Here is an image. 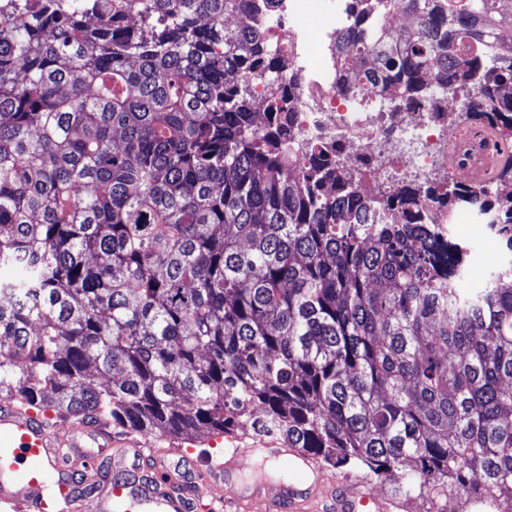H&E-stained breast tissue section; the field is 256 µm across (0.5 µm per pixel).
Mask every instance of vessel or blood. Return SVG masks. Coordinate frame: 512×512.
Instances as JSON below:
<instances>
[{
	"instance_id": "b4317fda",
	"label": "vessel or blood",
	"mask_w": 512,
	"mask_h": 512,
	"mask_svg": "<svg viewBox=\"0 0 512 512\" xmlns=\"http://www.w3.org/2000/svg\"><path fill=\"white\" fill-rule=\"evenodd\" d=\"M223 456L195 464L185 480L168 450L146 453L141 440L115 435L102 425L69 422L65 437L34 411L0 403V502L19 512H81L83 499L73 481L81 470L95 479L102 460H110L112 477L99 487L98 512H191L195 500L224 489L222 512H385L387 505L365 482L327 475L298 448L261 437L241 443L226 437ZM273 459L295 473L285 482L238 480L242 457Z\"/></svg>"
}]
</instances>
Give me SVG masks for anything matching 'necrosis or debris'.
<instances>
[{
  "instance_id": "obj_1",
  "label": "necrosis or debris",
  "mask_w": 512,
  "mask_h": 512,
  "mask_svg": "<svg viewBox=\"0 0 512 512\" xmlns=\"http://www.w3.org/2000/svg\"><path fill=\"white\" fill-rule=\"evenodd\" d=\"M353 5L354 0H277L256 16L300 77L298 138L340 146L346 166L367 167L360 185L367 197L402 183L488 185L494 150L485 121L455 119L434 100L404 110L390 103V91L380 85L366 84L363 103L342 92L346 73L336 65L342 56L336 33L349 25Z\"/></svg>"
}]
</instances>
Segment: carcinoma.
<instances>
[{"instance_id": "obj_1", "label": "carcinoma", "mask_w": 512, "mask_h": 512, "mask_svg": "<svg viewBox=\"0 0 512 512\" xmlns=\"http://www.w3.org/2000/svg\"><path fill=\"white\" fill-rule=\"evenodd\" d=\"M339 37L365 63L393 0ZM366 69L401 104L466 95L512 135L492 0H401ZM255 0H0V396L140 434L279 436L426 512H512V194L364 200L293 126L295 76ZM281 94L256 108V83ZM487 216L501 255L431 232Z\"/></svg>"}]
</instances>
